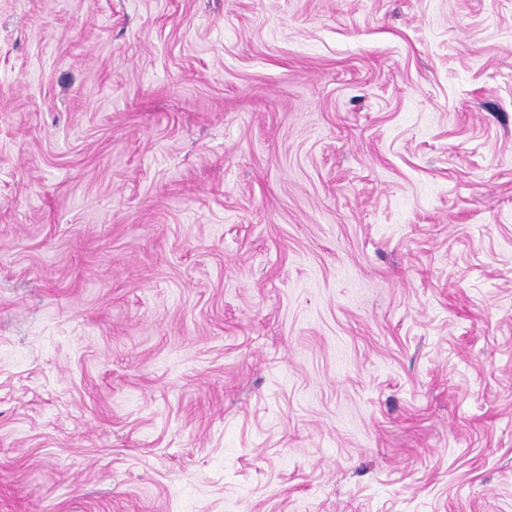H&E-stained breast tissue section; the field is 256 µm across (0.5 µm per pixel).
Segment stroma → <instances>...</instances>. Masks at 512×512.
Listing matches in <instances>:
<instances>
[{
	"label": "stroma",
	"instance_id": "35a3bbf8",
	"mask_svg": "<svg viewBox=\"0 0 512 512\" xmlns=\"http://www.w3.org/2000/svg\"><path fill=\"white\" fill-rule=\"evenodd\" d=\"M0 512H512V0H0Z\"/></svg>",
	"mask_w": 512,
	"mask_h": 512
}]
</instances>
